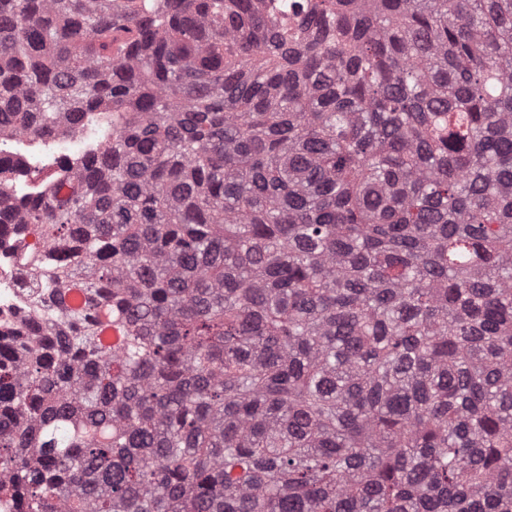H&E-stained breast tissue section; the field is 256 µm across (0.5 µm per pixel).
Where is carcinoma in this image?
<instances>
[{
	"instance_id": "obj_1",
	"label": "carcinoma",
	"mask_w": 512,
	"mask_h": 512,
	"mask_svg": "<svg viewBox=\"0 0 512 512\" xmlns=\"http://www.w3.org/2000/svg\"><path fill=\"white\" fill-rule=\"evenodd\" d=\"M0 239L12 512H512V0H0ZM56 154L44 156L37 151H29L26 155H21L16 161V170H23L19 178L13 184V190L17 194H24L28 187V176L32 171L44 167H57L59 164H66L71 159V154L82 153L86 148L87 142L80 134H70L64 137L55 138ZM61 162V163H60ZM18 259L12 246L3 241L0 245V323L11 320L23 312L24 295L19 288H26L18 274Z\"/></svg>"
}]
</instances>
